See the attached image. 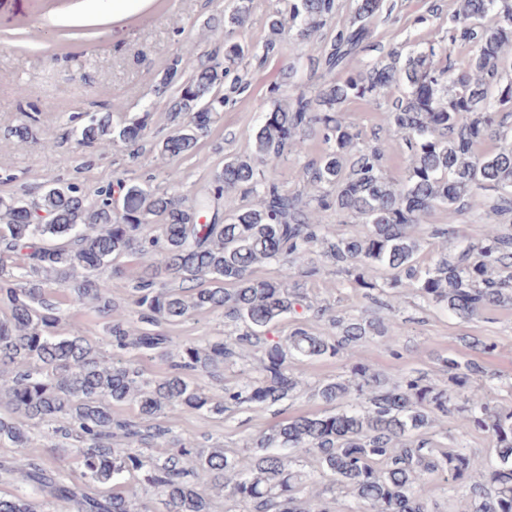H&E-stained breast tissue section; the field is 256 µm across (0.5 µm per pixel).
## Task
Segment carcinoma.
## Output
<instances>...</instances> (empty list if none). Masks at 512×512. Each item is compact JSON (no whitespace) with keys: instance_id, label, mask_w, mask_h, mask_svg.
Returning a JSON list of instances; mask_svg holds the SVG:
<instances>
[{"instance_id":"carcinoma-1","label":"carcinoma","mask_w":512,"mask_h":512,"mask_svg":"<svg viewBox=\"0 0 512 512\" xmlns=\"http://www.w3.org/2000/svg\"><path fill=\"white\" fill-rule=\"evenodd\" d=\"M246 2L237 0L227 21L215 22L224 27L222 57L201 64L170 100L169 111L184 117L160 146L171 159L191 152L208 129L192 121L200 105L208 104L212 121L247 88L240 66L252 52L231 39L246 22ZM384 2L359 0L353 18L323 49L325 70L336 77L311 96L274 100L254 133L252 151L225 164L190 204L139 184L122 187L118 206L109 187L91 203L77 187L53 184L35 214L19 197H0V303L10 311L0 319V365L19 368L11 383L0 386V402L18 414L0 417V444L20 448L30 427H45L52 453L49 464L27 463L24 488L0 495V512H42L41 498L60 504L59 512H154L143 486L165 512H223V498L245 504L247 512H335L336 499L303 495L313 478L293 462L306 456L316 459L331 488L364 512H431L421 486L433 478L464 485L471 512H512V409L477 382L479 366L453 356L441 359L448 372L444 387L420 377L391 381L355 363L352 378L324 381L315 396L327 404L356 403L275 426L251 440L245 462L219 446L187 448L174 435L171 414L179 408L224 413L197 376L220 379L224 365L247 349L261 356L228 401L267 408L302 384L293 361L333 358L386 335L388 326L379 320L332 315L289 287L295 273L319 274L311 258L316 251L375 305L383 293L375 279L384 271V287L399 294L412 290L461 318L512 306V145L477 150L482 140L505 139L512 125V0H458L447 37L435 34L404 61L391 50L342 74L371 37L370 21ZM336 10V0H293L288 20L270 21L263 55L275 52L290 31L313 46L312 34ZM456 43L475 45L467 68L433 67V59ZM393 84L403 86V94L387 105L384 122L409 152L402 179L387 174L381 148L359 145V132L340 115L346 102L375 103ZM148 117L146 112L116 126L111 113H96L80 127L76 146L137 145ZM317 136L326 148L303 166L315 194L292 192L267 176L282 157L305 151ZM241 188L257 194L260 206L224 216V197ZM437 207L474 214L481 227L460 237L449 225L422 226L421 217ZM321 212L357 217L368 230L333 238L319 221ZM198 215L208 223H196ZM427 238L448 241V251L423 266L418 255ZM149 248L159 258L133 288L134 328L112 305L103 273L109 268L122 275L115 261ZM272 260L282 262V279L253 278L256 267ZM78 271L73 302H95L110 356L86 336L59 332L55 290ZM164 278L183 286L157 287ZM218 309L239 325L235 336L186 344L176 357L168 355L171 337L157 327ZM288 314L301 318L299 326L269 338ZM324 318L331 335L308 330V323ZM148 355L168 362L165 376L144 378L137 357ZM122 405L136 406L137 418L114 417L112 407ZM453 413L458 433L488 434L495 459L470 448L436 449L433 428ZM159 441L171 444L162 459L152 454ZM72 457L79 463L75 472L68 469Z\"/></svg>"}]
</instances>
